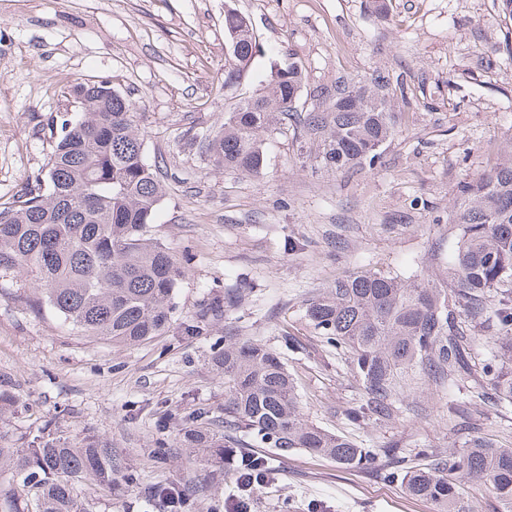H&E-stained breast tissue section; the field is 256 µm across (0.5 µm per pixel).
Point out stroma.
Instances as JSON below:
<instances>
[{"instance_id":"stroma-1","label":"stroma","mask_w":512,"mask_h":512,"mask_svg":"<svg viewBox=\"0 0 512 512\" xmlns=\"http://www.w3.org/2000/svg\"><path fill=\"white\" fill-rule=\"evenodd\" d=\"M229 9L259 41L230 87ZM291 63L303 91L283 131L267 136L263 171L243 176L203 156L200 137L241 98L265 92L274 66ZM379 72L401 110L379 163L323 168L306 113L343 81ZM99 81L134 103L144 158L161 170L150 231L186 270L174 323L135 346L95 341L34 313L28 288L0 279V379L18 402L0 419V447H26L44 431L111 443L132 481L110 491L76 483L86 512H146L144 487L164 480L191 490L193 512H225L235 477H214L176 433L196 416L223 432L224 379L210 359L229 331L280 354L318 426L369 448L447 455L448 398L434 384H412L392 423L347 419L362 390L304 311L317 289L364 267L448 282L458 190L512 149V21L498 0H388L382 14L370 0H0V202L33 188L56 120L81 112L71 86ZM230 288L245 298L222 327L186 335L183 321ZM253 451L272 479L253 488L251 512H434L386 478L385 457L345 469L301 450Z\"/></svg>"}]
</instances>
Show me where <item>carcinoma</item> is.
I'll use <instances>...</instances> for the list:
<instances>
[{
    "label": "carcinoma",
    "mask_w": 512,
    "mask_h": 512,
    "mask_svg": "<svg viewBox=\"0 0 512 512\" xmlns=\"http://www.w3.org/2000/svg\"><path fill=\"white\" fill-rule=\"evenodd\" d=\"M247 27L239 13H224L226 85L237 82L256 53ZM301 91V70L292 64L276 70L270 93L239 100L224 114V127L201 137L200 152L227 171L260 173L265 136L295 111ZM72 93L84 112L60 116L44 178L0 203V277L31 279L37 308L85 335L135 345L169 328L185 269L149 234L163 186L144 160L134 104L103 81L78 83ZM304 123L320 163L338 172L376 166L380 147L396 132L381 76L336 86L328 107L307 113ZM460 193L448 287L422 273L403 279L362 269L316 291L305 307L309 325L361 383L364 398L347 410L351 421L395 420L412 381L428 379L448 392L455 451L444 458L411 448L403 455L396 444L368 448L315 425L277 352L229 335L211 358L224 375V434L189 426L183 446L205 463L233 448L236 473L254 476L267 473V462L249 451L256 443L282 456L300 449L343 468L382 454L386 476L433 503L435 512H474L460 492L473 481L512 512V447L474 434L482 416L477 403L512 408V154L462 184ZM240 301L237 290L208 299L185 331L219 323ZM480 329L497 332L481 353L473 344ZM2 466L30 497L7 499L0 512H83L74 483L92 479L110 490L122 471L111 446L97 438L76 445L36 436L25 448H0Z\"/></svg>",
    "instance_id": "carcinoma-1"
}]
</instances>
